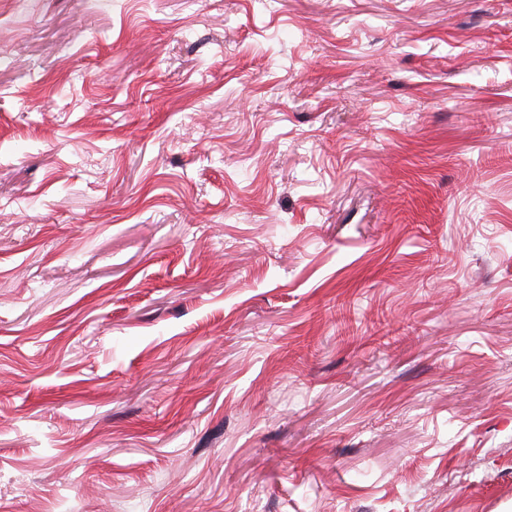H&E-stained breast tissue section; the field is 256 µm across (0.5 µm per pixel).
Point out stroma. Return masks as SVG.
<instances>
[{
    "instance_id": "obj_1",
    "label": "stroma",
    "mask_w": 512,
    "mask_h": 512,
    "mask_svg": "<svg viewBox=\"0 0 512 512\" xmlns=\"http://www.w3.org/2000/svg\"><path fill=\"white\" fill-rule=\"evenodd\" d=\"M0 512H512V0H0Z\"/></svg>"
}]
</instances>
